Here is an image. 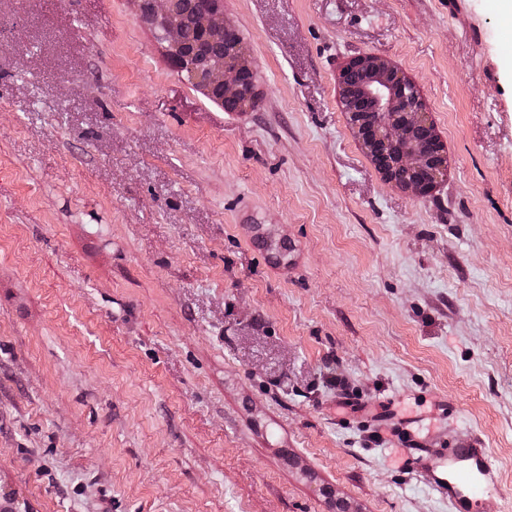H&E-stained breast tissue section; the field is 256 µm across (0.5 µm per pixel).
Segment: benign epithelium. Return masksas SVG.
Here are the masks:
<instances>
[{"instance_id": "obj_1", "label": "benign epithelium", "mask_w": 512, "mask_h": 512, "mask_svg": "<svg viewBox=\"0 0 512 512\" xmlns=\"http://www.w3.org/2000/svg\"><path fill=\"white\" fill-rule=\"evenodd\" d=\"M177 0H141L149 12L148 22L161 31L167 42V52L174 56L182 44L181 29L177 16ZM196 5L197 31L205 37L221 34L225 45L241 50L238 33L224 23V0H191ZM351 62L370 65L376 72L375 81L365 86L361 93L350 99L349 115L357 116L354 128L361 131L360 139L373 143L385 156L380 170L384 174L397 167L412 174L405 180L403 188L419 195L430 192L439 180L437 172L429 168L436 156L434 146L426 147L412 137V129L421 125L430 127L427 111L419 88L395 66L381 59L360 55ZM176 69L206 95L214 88L221 95L214 102L227 108L235 107L241 112L248 109L246 103L257 94L253 81L247 74L253 73L246 58L238 62H225L218 58L203 67H194L178 62Z\"/></svg>"}]
</instances>
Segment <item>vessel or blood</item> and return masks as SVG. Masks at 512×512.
Listing matches in <instances>:
<instances>
[{
    "instance_id": "vessel-or-blood-1",
    "label": "vessel or blood",
    "mask_w": 512,
    "mask_h": 512,
    "mask_svg": "<svg viewBox=\"0 0 512 512\" xmlns=\"http://www.w3.org/2000/svg\"><path fill=\"white\" fill-rule=\"evenodd\" d=\"M394 446L400 469L430 473L431 490L447 500L450 512H471L474 503L498 487L497 462L477 441L437 448L412 433Z\"/></svg>"
}]
</instances>
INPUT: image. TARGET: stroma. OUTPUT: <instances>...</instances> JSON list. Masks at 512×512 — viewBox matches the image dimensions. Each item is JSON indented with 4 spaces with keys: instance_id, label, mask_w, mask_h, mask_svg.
Listing matches in <instances>:
<instances>
[{
    "instance_id": "stroma-1",
    "label": "stroma",
    "mask_w": 512,
    "mask_h": 512,
    "mask_svg": "<svg viewBox=\"0 0 512 512\" xmlns=\"http://www.w3.org/2000/svg\"><path fill=\"white\" fill-rule=\"evenodd\" d=\"M224 20L245 112L135 0H0V512H448L374 406L479 439L500 490L476 512H512V0ZM366 54L426 102L427 195L341 108Z\"/></svg>"
}]
</instances>
